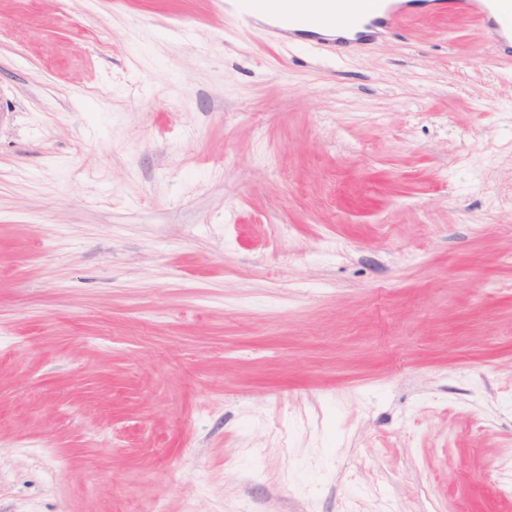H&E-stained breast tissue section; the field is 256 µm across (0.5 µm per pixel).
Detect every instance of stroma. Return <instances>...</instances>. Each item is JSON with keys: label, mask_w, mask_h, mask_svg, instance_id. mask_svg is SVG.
<instances>
[{"label": "stroma", "mask_w": 512, "mask_h": 512, "mask_svg": "<svg viewBox=\"0 0 512 512\" xmlns=\"http://www.w3.org/2000/svg\"><path fill=\"white\" fill-rule=\"evenodd\" d=\"M512 56L224 0H0V512H512ZM260 0H225L224 8L228 9L238 22L245 26L254 23L258 15Z\"/></svg>", "instance_id": "stroma-1"}]
</instances>
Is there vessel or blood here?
Returning a JSON list of instances; mask_svg holds the SVG:
<instances>
[{
	"label": "vessel or blood",
	"instance_id": "1",
	"mask_svg": "<svg viewBox=\"0 0 512 512\" xmlns=\"http://www.w3.org/2000/svg\"><path fill=\"white\" fill-rule=\"evenodd\" d=\"M284 17L269 25L271 38L283 40L297 32L327 27L356 30L355 38L335 42V49L348 53L376 38L402 28L412 18L399 0H289ZM224 7L242 25H252L260 0H224ZM447 9L470 13L494 33L502 54L512 53V0H448Z\"/></svg>",
	"mask_w": 512,
	"mask_h": 512
}]
</instances>
